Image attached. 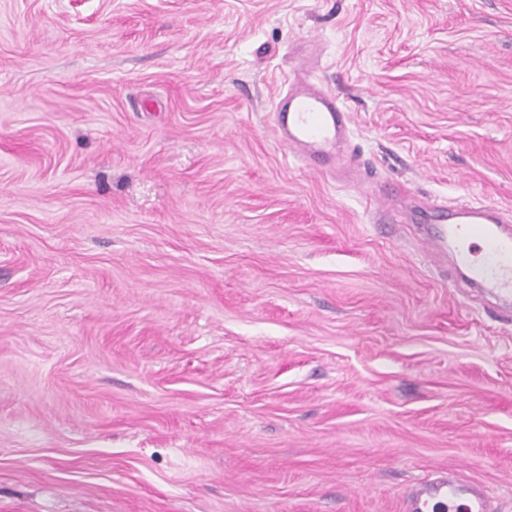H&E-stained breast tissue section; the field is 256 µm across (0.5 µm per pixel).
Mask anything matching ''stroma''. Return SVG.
Returning a JSON list of instances; mask_svg holds the SVG:
<instances>
[{"label": "stroma", "instance_id": "1", "mask_svg": "<svg viewBox=\"0 0 512 512\" xmlns=\"http://www.w3.org/2000/svg\"><path fill=\"white\" fill-rule=\"evenodd\" d=\"M512 215V0H0V512H512V322L293 157ZM351 113L337 94L308 89L290 92L273 113L278 140L295 155L305 153L319 164L329 162L341 151ZM457 501L464 504L456 505ZM461 508L465 512H493L488 491L474 482L463 481L450 472L436 475L415 489L406 501L409 512H445Z\"/></svg>", "mask_w": 512, "mask_h": 512}]
</instances>
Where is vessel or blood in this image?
Returning <instances> with one entry per match:
<instances>
[{
  "mask_svg": "<svg viewBox=\"0 0 512 512\" xmlns=\"http://www.w3.org/2000/svg\"><path fill=\"white\" fill-rule=\"evenodd\" d=\"M351 114L338 95L308 89L281 99L273 114L278 140L295 154L325 164L339 153ZM424 242L433 252L452 253L457 270L483 292L512 297V219L486 205H458L449 224L435 225ZM493 512L488 491L450 472L436 475L415 489L407 512Z\"/></svg>",
  "mask_w": 512,
  "mask_h": 512,
  "instance_id": "obj_1",
  "label": "vessel or blood"
}]
</instances>
